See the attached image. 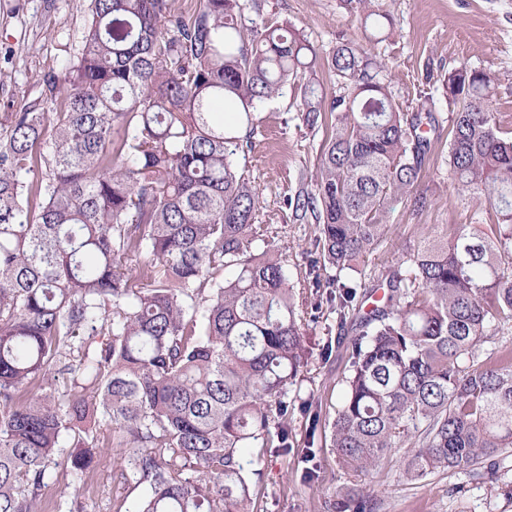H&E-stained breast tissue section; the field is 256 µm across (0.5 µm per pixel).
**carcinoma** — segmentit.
Segmentation results:
<instances>
[{"label": "carcinoma", "mask_w": 512, "mask_h": 512, "mask_svg": "<svg viewBox=\"0 0 512 512\" xmlns=\"http://www.w3.org/2000/svg\"><path fill=\"white\" fill-rule=\"evenodd\" d=\"M343 2L389 36L376 0ZM244 9L199 0L187 19L172 0H90L45 106L0 116V512H45L63 454L89 477L92 420L118 429L148 484L139 512H254L253 465L288 453V416L314 402L298 390L311 352L296 292L236 160L286 86L303 122L328 128L295 218L313 215L323 266L352 274L326 279L336 323L354 331L330 425L339 464L363 473L409 447L405 473L421 480L512 449V349L477 354L512 331V136L493 77L461 65L442 80L457 105L450 172L492 223L432 224L368 281L358 265L383 246L393 205L430 203L417 186L444 120L400 109L382 63L351 41L327 58V95L314 45L290 26L245 29ZM52 368L69 391L45 381ZM78 498L56 496L55 512H83ZM338 509L375 503L356 491Z\"/></svg>", "instance_id": "cac0c4a2"}]
</instances>
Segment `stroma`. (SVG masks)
<instances>
[{
	"label": "stroma",
	"mask_w": 512,
	"mask_h": 512,
	"mask_svg": "<svg viewBox=\"0 0 512 512\" xmlns=\"http://www.w3.org/2000/svg\"><path fill=\"white\" fill-rule=\"evenodd\" d=\"M244 25H291L327 58L338 42L351 40L381 61L394 101L404 111L425 106L441 116L454 110L441 80L453 68L468 65L495 81L492 107L504 131H512V0H378L392 18V34L366 40L359 14L343 0H247ZM89 0H0V113L42 105L45 77L60 73L80 44L89 20ZM260 127L238 156L240 168L254 182L260 198L258 223L268 225L283 249L297 303L306 318L304 334L311 351L301 390L313 393L321 421L308 438L301 415L289 422L293 446L288 453L262 457L255 486L254 512H336V504L353 486L370 490L376 512H512V452L498 457L497 482L463 472L438 471L419 481L404 475L403 452L360 475L343 470L330 443L329 425L342 406L348 373L347 338L308 271L314 218L295 220L290 199L313 191L326 128L303 124L291 88L262 108ZM448 139H432L430 160L420 190L429 207L414 212L401 203L390 212L391 230L365 271L398 266L406 239L432 224H471L489 209L486 201L461 203L445 158ZM332 346L324 358V346ZM104 459L91 479L81 483L86 512H136L148 487L123 478L129 470L123 449L113 447V429L101 427Z\"/></svg>",
	"instance_id": "stroma-1"
}]
</instances>
